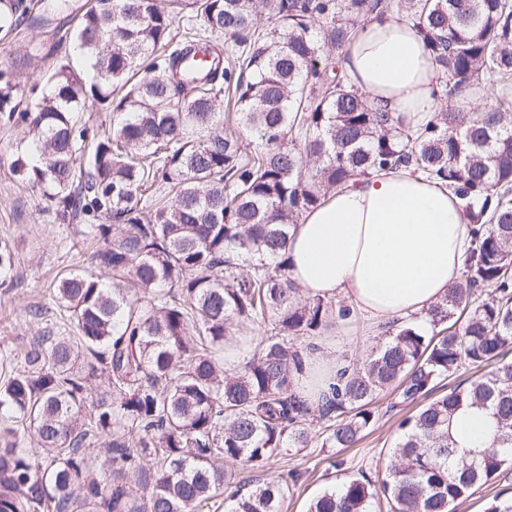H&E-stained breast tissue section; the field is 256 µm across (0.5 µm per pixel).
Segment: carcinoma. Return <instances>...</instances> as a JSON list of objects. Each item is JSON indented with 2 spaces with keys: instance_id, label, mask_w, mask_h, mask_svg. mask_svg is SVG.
Listing matches in <instances>:
<instances>
[{
  "instance_id": "1",
  "label": "carcinoma",
  "mask_w": 512,
  "mask_h": 512,
  "mask_svg": "<svg viewBox=\"0 0 512 512\" xmlns=\"http://www.w3.org/2000/svg\"><path fill=\"white\" fill-rule=\"evenodd\" d=\"M180 12L196 23L182 37ZM394 13L446 75L449 105L412 133L342 69L357 25ZM24 19L60 22L70 49L27 88L0 71V125L24 133L12 171L56 222L86 221L112 279L59 276L73 335L33 344L0 383V413L50 455L31 461L18 429L0 426V512H202L219 495L224 512H281L288 483L245 487L237 465L260 470L308 447L299 423L313 410L322 446L349 448L378 391L396 386L411 404L465 362L494 367L404 417L382 479L349 478L308 512H372L381 498L391 512H455L512 461V0H0V33ZM481 83L498 98L466 122ZM403 165L462 200L463 277L427 311L433 334L402 322L314 406L295 395L304 359L291 341L320 331L329 306L297 300L281 255L289 226L336 185ZM13 269L1 241L0 285ZM485 288L498 296L479 300ZM241 322L270 335L226 368L220 352ZM80 356L109 393L89 422ZM464 407L492 411L483 448L460 449L449 432ZM101 439L112 466L95 470L87 447Z\"/></svg>"
}]
</instances>
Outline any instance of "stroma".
Segmentation results:
<instances>
[{
    "label": "stroma",
    "instance_id": "1",
    "mask_svg": "<svg viewBox=\"0 0 512 512\" xmlns=\"http://www.w3.org/2000/svg\"><path fill=\"white\" fill-rule=\"evenodd\" d=\"M52 40V28L25 24L0 37V70L29 84L51 65L46 52ZM19 139L17 129L0 127V241L8 242L15 259L13 281L0 286V382L23 367L24 355L34 342L63 330L66 316L51 291L59 273L79 269L102 279L108 276L92 259L98 244L84 235L81 221L56 223L51 213L43 211L38 193L13 175L10 162ZM384 339L381 327L358 314L348 320L333 319L321 333L295 340L294 345L303 351L323 348L360 367ZM371 408L373 423L354 447H322L323 424L310 418L303 423L312 437L310 447L289 451L259 472L239 468L240 479L272 483L282 472L293 471L298 481L290 486L282 512H307L311 500L325 488L361 475L381 478L398 438V424L412 409L400 404L392 388L380 392ZM511 497L512 464H507L495 480L461 501L457 512H485L495 499Z\"/></svg>",
    "mask_w": 512,
    "mask_h": 512
}]
</instances>
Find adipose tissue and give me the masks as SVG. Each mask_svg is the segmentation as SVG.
Instances as JSON below:
<instances>
[{
  "label": "adipose tissue",
  "instance_id": "1",
  "mask_svg": "<svg viewBox=\"0 0 512 512\" xmlns=\"http://www.w3.org/2000/svg\"><path fill=\"white\" fill-rule=\"evenodd\" d=\"M350 85L405 129L432 119L441 73L422 36L402 15L364 22L344 49ZM471 226L444 183L411 169L375 172L331 190L290 225L288 276L308 297L346 299L376 322L423 315L458 283ZM297 394L321 403L346 364L328 351L309 352ZM493 420L465 408L453 418L459 447L478 448Z\"/></svg>",
  "mask_w": 512,
  "mask_h": 512
}]
</instances>
